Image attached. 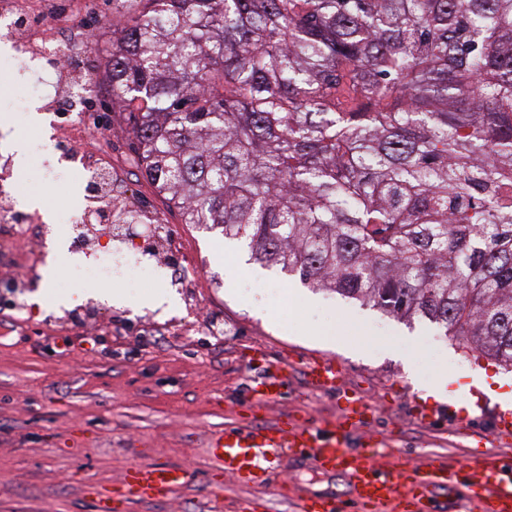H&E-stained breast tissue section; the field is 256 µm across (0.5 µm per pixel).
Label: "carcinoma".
Returning <instances> with one entry per match:
<instances>
[{"instance_id": "1", "label": "carcinoma", "mask_w": 512, "mask_h": 512, "mask_svg": "<svg viewBox=\"0 0 512 512\" xmlns=\"http://www.w3.org/2000/svg\"><path fill=\"white\" fill-rule=\"evenodd\" d=\"M182 223L512 368V0H112Z\"/></svg>"}]
</instances>
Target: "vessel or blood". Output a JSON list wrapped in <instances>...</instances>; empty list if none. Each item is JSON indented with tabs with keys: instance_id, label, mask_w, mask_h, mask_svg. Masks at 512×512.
<instances>
[{
	"instance_id": "b4317fda",
	"label": "vessel or blood",
	"mask_w": 512,
	"mask_h": 512,
	"mask_svg": "<svg viewBox=\"0 0 512 512\" xmlns=\"http://www.w3.org/2000/svg\"><path fill=\"white\" fill-rule=\"evenodd\" d=\"M318 390L337 386L335 362H316L308 371ZM287 378L270 369L253 386V404L260 407L280 399ZM370 408L356 394H345L338 416L310 422L284 415L260 425L225 428L211 440L210 455L225 476L250 483L278 469L277 455L287 451L307 458L323 472L341 473L349 487L343 496H302L296 512H432L437 495L452 493L456 504L473 505L475 512H512V457L476 455L461 467L441 457L404 468L381 462L389 435L368 427ZM187 469L161 463L134 464L125 472L121 491L142 500H156L189 483Z\"/></svg>"
}]
</instances>
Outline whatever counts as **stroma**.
I'll return each instance as SVG.
<instances>
[{
    "label": "stroma",
    "mask_w": 512,
    "mask_h": 512,
    "mask_svg": "<svg viewBox=\"0 0 512 512\" xmlns=\"http://www.w3.org/2000/svg\"><path fill=\"white\" fill-rule=\"evenodd\" d=\"M83 22L93 33L90 75L99 96L84 112L86 125L102 126L100 138L86 139L100 163H131L127 115L100 112L110 100L106 50L112 41L110 0H94ZM16 49L0 53V112L29 115L35 102L54 94V77L35 56L18 65ZM26 88V100L5 92L6 82ZM54 126L25 124L28 144L24 173L33 174L32 194L56 177L65 188L70 213L84 206L83 180L74 164L60 161L44 143ZM131 198L163 216L168 232L201 266L200 311L188 308L164 271L155 286L123 283L129 304L91 296L68 259H51L48 234L41 250L24 239L0 242V265L25 276L20 298L0 288V512H99L105 494L117 491L134 463H167L190 468L188 485L158 501L129 499L113 512H233L238 500L255 512H294L295 493L345 492V479L315 469L309 459L284 457L274 479L242 484L212 464L209 439L244 423H264L291 414L318 421L339 413V393L349 391L369 404L372 429L396 432L399 457L417 465L440 455L463 464L478 449L508 453L494 440V421L481 409H459L457 418L424 423L411 418L419 387L442 375L471 382L491 366L489 358L466 348L422 321L405 322L328 291L304 286L298 277L249 262L242 243L183 224L177 208L157 193L143 171H134ZM55 262L52 303L45 309L29 297L41 285V271ZM168 294L171 307L145 305ZM94 297L104 323L69 315L68 309ZM257 346L266 363L247 359ZM332 359L342 369L339 391L312 389L304 368ZM288 363V388L279 401L251 408L248 388L265 364Z\"/></svg>",
    "instance_id": "stroma-1"
}]
</instances>
